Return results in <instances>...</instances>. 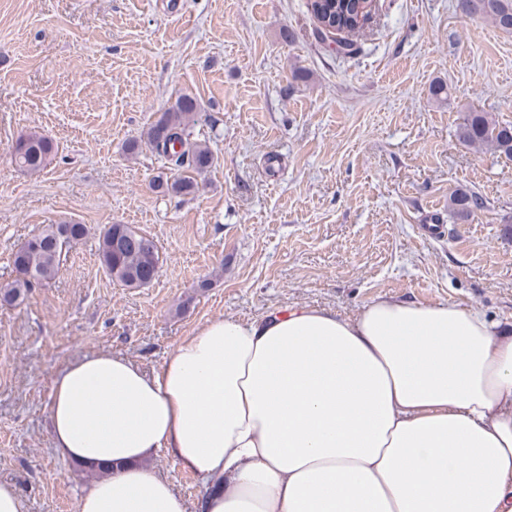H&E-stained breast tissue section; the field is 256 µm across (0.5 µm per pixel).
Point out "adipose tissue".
<instances>
[{
    "label": "adipose tissue",
    "mask_w": 512,
    "mask_h": 512,
    "mask_svg": "<svg viewBox=\"0 0 512 512\" xmlns=\"http://www.w3.org/2000/svg\"><path fill=\"white\" fill-rule=\"evenodd\" d=\"M50 436L104 471L78 512H512V336L456 304L376 299L207 321L145 372L108 350L58 370ZM149 463L171 481L175 491L188 502L190 512H201L200 505L206 491L198 478L182 470L174 459L164 452L150 458Z\"/></svg>",
    "instance_id": "ef3b65f1"
}]
</instances>
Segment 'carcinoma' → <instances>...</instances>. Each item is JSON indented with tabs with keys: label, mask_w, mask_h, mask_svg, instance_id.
Returning a JSON list of instances; mask_svg holds the SVG:
<instances>
[{
	"label": "carcinoma",
	"mask_w": 512,
	"mask_h": 512,
	"mask_svg": "<svg viewBox=\"0 0 512 512\" xmlns=\"http://www.w3.org/2000/svg\"><path fill=\"white\" fill-rule=\"evenodd\" d=\"M480 18L512 31L505 18L512 15V0H480ZM373 3L369 0H309L308 9L323 34L351 32L349 21L360 20ZM200 105L196 97L182 94L166 108L146 131L147 142L179 171L174 177H158V187L174 196H188L198 188L197 177L211 169L215 156L205 142H191L186 128L196 121ZM468 146H491L512 157V125L501 124L485 112H468L458 131ZM52 138L36 130L21 135L12 153L15 167L27 174L43 171L56 153ZM482 197L474 192H456L448 198V212L456 222H467L473 213L484 208ZM89 232L85 224H46L27 239L13 254L16 277L0 287V305L17 307L32 288L51 283L59 275L69 249ZM98 257L111 278L129 288H142L158 274L160 264L156 241L129 224H105L98 232Z\"/></svg>",
	"instance_id": "obj_1"
}]
</instances>
